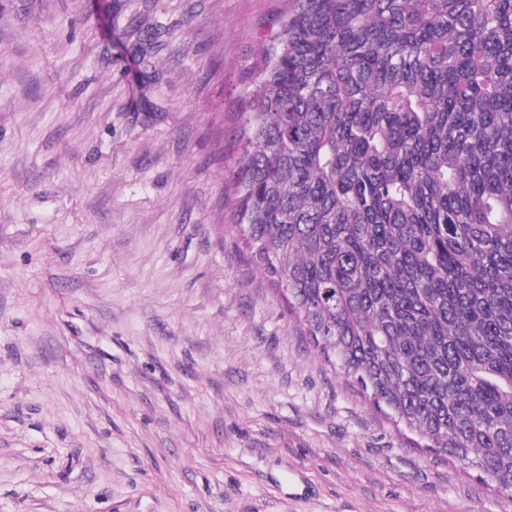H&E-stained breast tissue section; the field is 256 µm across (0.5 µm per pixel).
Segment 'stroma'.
<instances>
[{"label": "stroma", "instance_id": "35a3bbf8", "mask_svg": "<svg viewBox=\"0 0 512 512\" xmlns=\"http://www.w3.org/2000/svg\"><path fill=\"white\" fill-rule=\"evenodd\" d=\"M292 0H0V512H512L300 336L243 114Z\"/></svg>", "mask_w": 512, "mask_h": 512}]
</instances>
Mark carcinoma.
<instances>
[{"mask_svg":"<svg viewBox=\"0 0 512 512\" xmlns=\"http://www.w3.org/2000/svg\"><path fill=\"white\" fill-rule=\"evenodd\" d=\"M268 58L252 262L414 446L512 495V0H293Z\"/></svg>","mask_w":512,"mask_h":512,"instance_id":"cac0c4a2","label":"carcinoma"}]
</instances>
